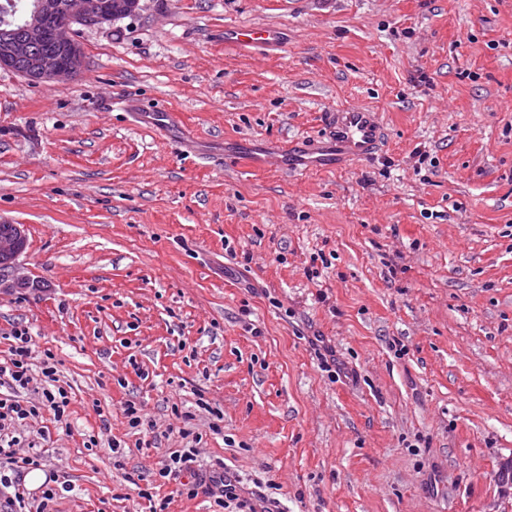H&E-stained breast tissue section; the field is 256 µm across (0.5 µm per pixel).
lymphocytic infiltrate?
<instances>
[{
  "label": "lymphocytic infiltrate",
  "mask_w": 512,
  "mask_h": 512,
  "mask_svg": "<svg viewBox=\"0 0 512 512\" xmlns=\"http://www.w3.org/2000/svg\"><path fill=\"white\" fill-rule=\"evenodd\" d=\"M11 345L8 354L0 360V512H27L26 493L20 484L24 471L43 467L46 451L36 440L17 434V427L50 413L57 427L70 429L67 391L58 384L57 360L52 352H45L40 376H33L30 363L32 336L28 327L14 325L5 334ZM41 379L36 387L38 401L22 399V391L34 387V379ZM209 494L217 507L240 510V501L235 487L225 480L223 474L215 472L208 477L184 484L183 494L195 497L199 492Z\"/></svg>",
  "instance_id": "1"
}]
</instances>
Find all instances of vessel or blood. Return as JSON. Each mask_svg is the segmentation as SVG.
<instances>
[{"label":"vessel or blood","mask_w":512,"mask_h":512,"mask_svg":"<svg viewBox=\"0 0 512 512\" xmlns=\"http://www.w3.org/2000/svg\"><path fill=\"white\" fill-rule=\"evenodd\" d=\"M229 43L242 46L252 43H275L276 29L253 30L236 27L229 31ZM330 140L314 156L297 151L287 157L272 158L271 163L293 172L337 167L339 157H367L373 154L384 138V129L376 112L360 106H351L328 113Z\"/></svg>","instance_id":"vessel-or-blood-1"}]
</instances>
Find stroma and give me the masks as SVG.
I'll use <instances>...</instances> for the list:
<instances>
[{"label":"stroma","mask_w":512,"mask_h":512,"mask_svg":"<svg viewBox=\"0 0 512 512\" xmlns=\"http://www.w3.org/2000/svg\"><path fill=\"white\" fill-rule=\"evenodd\" d=\"M241 26L284 43L226 44ZM75 37L66 87L0 68V221L27 228L0 353L22 324L60 362L55 512H213L125 479L185 447L178 409L203 436L180 481L224 469L255 512H512V0H142ZM348 105L379 114L371 158L241 156Z\"/></svg>","instance_id":"1"}]
</instances>
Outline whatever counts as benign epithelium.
<instances>
[{"mask_svg":"<svg viewBox=\"0 0 512 512\" xmlns=\"http://www.w3.org/2000/svg\"><path fill=\"white\" fill-rule=\"evenodd\" d=\"M140 0H30L24 13L21 36L0 46V68L11 69L21 61L24 68L18 74L33 83L63 88L84 66L80 45L69 35L75 26L95 27L114 23L135 14ZM55 19L54 34L62 53L34 52L48 36L44 19ZM8 237H0V259H8L3 271H8L25 250L27 236L24 225H13Z\"/></svg>","mask_w":512,"mask_h":512,"instance_id":"1","label":"benign epithelium"}]
</instances>
